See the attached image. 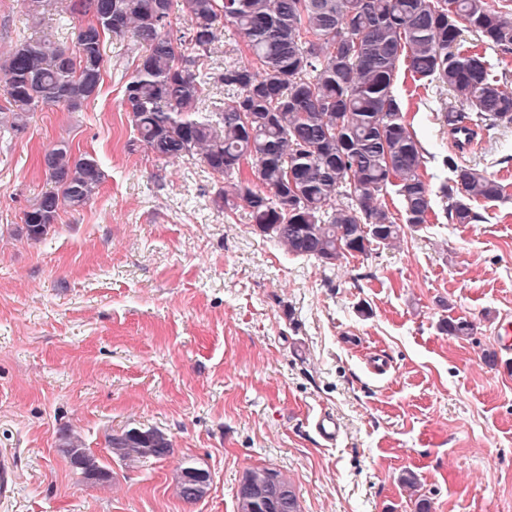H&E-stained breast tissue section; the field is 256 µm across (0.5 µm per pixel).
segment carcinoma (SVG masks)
<instances>
[{
  "mask_svg": "<svg viewBox=\"0 0 512 512\" xmlns=\"http://www.w3.org/2000/svg\"><path fill=\"white\" fill-rule=\"evenodd\" d=\"M61 0H22L30 27L39 30ZM173 0H74L84 20L73 48L52 36L22 37L0 65L8 111L0 142L27 126L45 107L77 112L99 94L107 35L128 39L136 51L121 73V104L137 140L168 159L199 156L224 179V207L243 205L259 235L288 253L322 266L394 244L405 229L430 222L435 199L449 224H474L471 201L504 197V186L466 158L462 145L444 159L450 176L433 188L423 177L424 149L410 130L396 94L401 61L414 79L448 90L453 103L442 126L512 125V84L491 76L479 49L512 53V0H181L187 23L173 30ZM233 25L247 62L224 66L218 81L232 90L224 106L198 108L206 81L200 60L211 54L219 24ZM476 36L464 50V33ZM45 174L58 184L23 212L28 236L41 238L63 209L78 211L105 179L102 163L76 156L64 143L47 150ZM393 189L403 219L382 198ZM451 336L474 325L448 319ZM70 461L103 472L71 429L61 431ZM127 467L173 454L158 429L131 428L106 439ZM190 460L175 468L183 500L201 498L208 483L192 479ZM236 512H301L290 478L281 470L247 469L236 491Z\"/></svg>",
  "mask_w": 512,
  "mask_h": 512,
  "instance_id": "1",
  "label": "carcinoma"
}]
</instances>
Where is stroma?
Returning a JSON list of instances; mask_svg holds the SVG:
<instances>
[{"instance_id": "1", "label": "stroma", "mask_w": 512, "mask_h": 512, "mask_svg": "<svg viewBox=\"0 0 512 512\" xmlns=\"http://www.w3.org/2000/svg\"><path fill=\"white\" fill-rule=\"evenodd\" d=\"M104 50L95 99L35 112L0 144V449L15 472L0 512H236L262 465L287 472L302 512H414L407 470L433 512H512V368L487 360L512 314V127L483 128L469 153L506 188L473 201L480 222L435 220L326 269L225 208L199 158L129 146L132 58L116 38ZM396 88L439 176L449 95ZM62 140L105 180L34 241L23 212L52 190L40 158ZM448 318L473 334L448 335ZM324 412L338 444L313 428ZM65 427L107 480L71 466ZM133 427L163 431L172 457L126 468L106 437ZM183 458L211 475L194 502L173 489Z\"/></svg>"}]
</instances>
